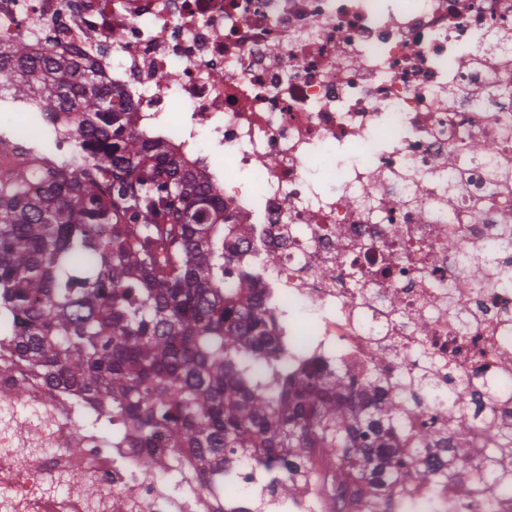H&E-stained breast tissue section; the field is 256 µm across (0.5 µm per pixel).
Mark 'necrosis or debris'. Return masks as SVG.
Instances as JSON below:
<instances>
[{
    "label": "necrosis or debris",
    "instance_id": "obj_1",
    "mask_svg": "<svg viewBox=\"0 0 512 512\" xmlns=\"http://www.w3.org/2000/svg\"><path fill=\"white\" fill-rule=\"evenodd\" d=\"M24 31L94 59L138 125L180 110L177 144L222 158L224 213L265 226L260 285L307 315L312 366L428 380L441 414L449 370L490 385L478 443L512 406V285L492 273L512 265V196L493 197L512 167V0H0V35ZM473 141L494 150L466 157ZM138 458L93 406L0 375V512H110L118 492L128 512H218L223 488L185 470L142 481ZM422 503L512 512V486L463 502L443 477L397 512Z\"/></svg>",
    "mask_w": 512,
    "mask_h": 512
}]
</instances>
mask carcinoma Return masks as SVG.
Masks as SVG:
<instances>
[{
    "mask_svg": "<svg viewBox=\"0 0 512 512\" xmlns=\"http://www.w3.org/2000/svg\"><path fill=\"white\" fill-rule=\"evenodd\" d=\"M112 98L55 40L0 38V104L44 128L0 170L1 372L24 368L98 408L112 447L144 449L145 481L159 476L162 434L169 461L199 462L204 486L232 488L246 458L287 504L301 470L336 486L333 512H383L394 492L436 482L441 454L463 501L491 491L490 467L507 482L512 427L484 422L479 458L462 438L478 390L450 399L444 420L419 389L308 372L288 355L276 303L257 288L271 258L233 250L239 227L210 165L143 130L138 102Z\"/></svg>",
    "mask_w": 512,
    "mask_h": 512,
    "instance_id": "carcinoma-1",
    "label": "carcinoma"
}]
</instances>
